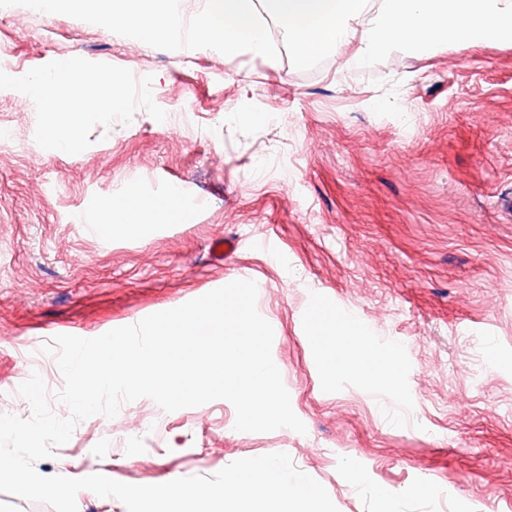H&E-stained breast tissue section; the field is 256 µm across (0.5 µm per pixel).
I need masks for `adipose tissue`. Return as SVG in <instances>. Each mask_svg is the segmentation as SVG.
I'll use <instances>...</instances> for the list:
<instances>
[{
    "mask_svg": "<svg viewBox=\"0 0 512 512\" xmlns=\"http://www.w3.org/2000/svg\"><path fill=\"white\" fill-rule=\"evenodd\" d=\"M27 94L46 110L61 106L73 114L97 111L107 116L129 104L125 78L117 72L92 73L76 68L51 71L29 81Z\"/></svg>",
    "mask_w": 512,
    "mask_h": 512,
    "instance_id": "adipose-tissue-1",
    "label": "adipose tissue"
}]
</instances>
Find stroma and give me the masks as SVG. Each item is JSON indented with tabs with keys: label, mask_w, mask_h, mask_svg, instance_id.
<instances>
[{
	"label": "stroma",
	"mask_w": 512,
	"mask_h": 512,
	"mask_svg": "<svg viewBox=\"0 0 512 512\" xmlns=\"http://www.w3.org/2000/svg\"><path fill=\"white\" fill-rule=\"evenodd\" d=\"M18 12L0 8V413L30 417L18 388L37 365L62 388L44 342L100 336L245 274L306 426L240 432L228 401L166 412L142 398L78 423L36 470L150 485L284 452L338 512H512V221L492 204L512 192V41L369 68L347 67L342 48L301 71L284 53L166 51ZM64 59L124 74L131 107L45 112L26 81ZM59 122L80 151L45 145ZM177 179L201 199L190 224L168 204ZM128 196L148 207L139 233L82 222ZM263 235L279 259L250 248ZM219 237L237 243L223 261ZM320 294L368 325L362 364H333V327L306 323Z\"/></svg>",
	"instance_id": "obj_1"
}]
</instances>
